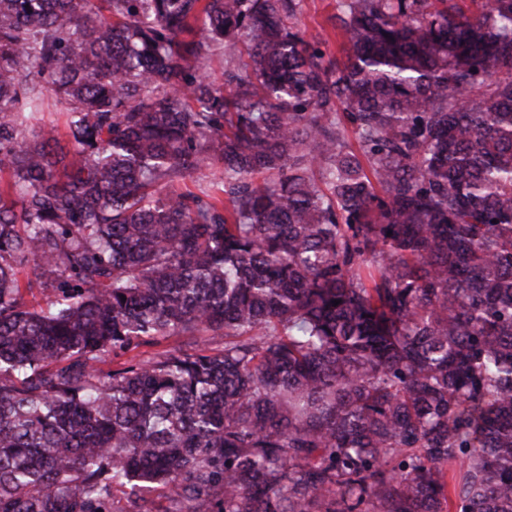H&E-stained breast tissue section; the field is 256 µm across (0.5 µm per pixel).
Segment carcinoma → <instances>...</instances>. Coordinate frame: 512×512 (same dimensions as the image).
I'll use <instances>...</instances> for the list:
<instances>
[{
  "mask_svg": "<svg viewBox=\"0 0 512 512\" xmlns=\"http://www.w3.org/2000/svg\"><path fill=\"white\" fill-rule=\"evenodd\" d=\"M461 2L336 0L338 59L304 0H0V512H512V0ZM61 111L60 105H56L52 99H48L40 108L39 113L35 114L34 122L37 124L49 123L51 121L57 123L59 146L62 148L64 153H67L72 150V144L68 131L64 126V118L58 114V112Z\"/></svg>",
  "mask_w": 512,
  "mask_h": 512,
  "instance_id": "obj_1",
  "label": "carcinoma"
}]
</instances>
